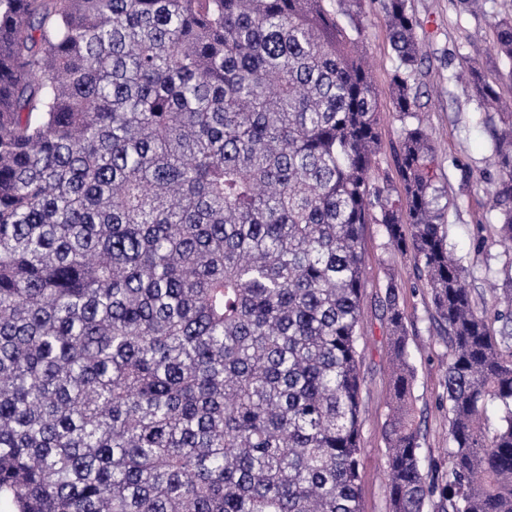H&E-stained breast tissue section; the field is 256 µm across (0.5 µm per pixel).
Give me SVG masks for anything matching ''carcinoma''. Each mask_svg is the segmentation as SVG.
<instances>
[{"instance_id":"obj_1","label":"carcinoma","mask_w":512,"mask_h":512,"mask_svg":"<svg viewBox=\"0 0 512 512\" xmlns=\"http://www.w3.org/2000/svg\"><path fill=\"white\" fill-rule=\"evenodd\" d=\"M399 183L373 176L364 0H0V494L17 512H360L364 225L413 257L450 358L423 472L398 284L389 512H512V276L448 249L408 0ZM512 65V15L493 24ZM487 179L512 244V103Z\"/></svg>"}]
</instances>
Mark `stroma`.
Listing matches in <instances>:
<instances>
[{
    "instance_id": "35a3bbf8",
    "label": "stroma",
    "mask_w": 512,
    "mask_h": 512,
    "mask_svg": "<svg viewBox=\"0 0 512 512\" xmlns=\"http://www.w3.org/2000/svg\"><path fill=\"white\" fill-rule=\"evenodd\" d=\"M419 21L417 36L428 60L422 77L419 115L438 147L437 173L453 205L448 214V245L462 256L469 284L480 304L491 307V284H502L512 271V250L496 232L497 216L488 203L484 179L491 173L494 114L480 111L475 100L449 77L461 58L486 63V79L502 97H512V70L490 63L495 20L512 14V0H483L480 12L461 11L458 0H409ZM366 48L380 94L381 149L375 176L397 180L399 123L392 112L389 89L397 61L390 49L378 0H366ZM362 280V325L357 338L361 364L363 422L360 476L362 512H388L384 475L385 431L390 374L388 329L381 301L388 280L400 286V305L407 326L408 351L415 370L412 397L415 422L422 434L424 469L445 468L448 446V402L444 379L448 346L432 319L431 294L414 273L410 254L391 251L382 225H367Z\"/></svg>"
}]
</instances>
